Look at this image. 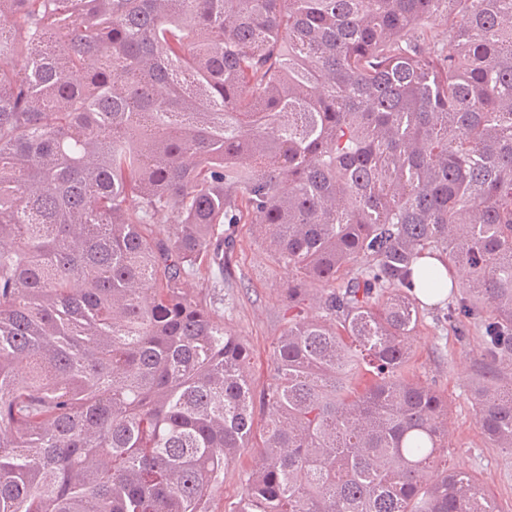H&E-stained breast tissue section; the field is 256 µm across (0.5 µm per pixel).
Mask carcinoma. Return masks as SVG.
<instances>
[{"instance_id":"obj_1","label":"carcinoma","mask_w":512,"mask_h":512,"mask_svg":"<svg viewBox=\"0 0 512 512\" xmlns=\"http://www.w3.org/2000/svg\"><path fill=\"white\" fill-rule=\"evenodd\" d=\"M0 512H499L425 472L409 339L479 321L512 448V0H0ZM166 223L165 234L158 233ZM248 224L288 269L260 394L187 280ZM434 256L448 275L416 262ZM253 448H245L241 451L239 457L224 467V489L220 496L216 497L212 503V509L215 512H228L230 506L237 502L241 491V473L243 470L251 467Z\"/></svg>"}]
</instances>
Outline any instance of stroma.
<instances>
[{
  "label": "stroma",
  "mask_w": 512,
  "mask_h": 512,
  "mask_svg": "<svg viewBox=\"0 0 512 512\" xmlns=\"http://www.w3.org/2000/svg\"><path fill=\"white\" fill-rule=\"evenodd\" d=\"M286 269L272 263L250 225L239 227L228 273L212 272L207 293L221 303L224 326L251 351L254 390H262L273 346L287 327L282 287ZM483 335L476 321L452 326L426 316L409 340L415 378L448 399V443L441 452L449 467L481 482L499 507L512 512V448L494 447L476 423L471 389Z\"/></svg>",
  "instance_id": "35a3bbf8"
}]
</instances>
